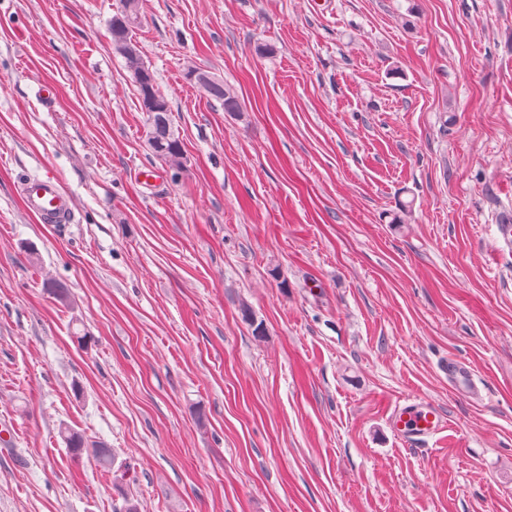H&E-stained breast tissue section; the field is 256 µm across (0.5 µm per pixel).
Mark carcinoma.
Returning <instances> with one entry per match:
<instances>
[{"label": "carcinoma", "instance_id": "obj_1", "mask_svg": "<svg viewBox=\"0 0 512 512\" xmlns=\"http://www.w3.org/2000/svg\"><path fill=\"white\" fill-rule=\"evenodd\" d=\"M122 14L123 10L120 9L110 20L112 43L121 44L117 53L124 59L125 67L136 84L141 111H146V100L149 97L156 98L161 107L159 112H149L150 132L155 140L152 152L157 159L170 167L180 169L183 167L184 153L181 141L171 127L169 103L157 89L154 72L144 61L141 47L133 36L135 26L118 24V18ZM186 77L204 95L221 102L224 105V111L232 113L241 111L238 95L230 86L224 84L223 80L196 67L188 69ZM61 435L67 447L74 453L80 454L89 448L101 468L112 469L114 456L105 445L100 442H90L81 433L67 427L61 430Z\"/></svg>", "mask_w": 512, "mask_h": 512}]
</instances>
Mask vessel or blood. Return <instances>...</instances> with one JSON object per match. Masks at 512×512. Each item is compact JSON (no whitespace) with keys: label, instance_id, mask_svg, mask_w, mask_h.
<instances>
[{"label":"vessel or blood","instance_id":"obj_1","mask_svg":"<svg viewBox=\"0 0 512 512\" xmlns=\"http://www.w3.org/2000/svg\"><path fill=\"white\" fill-rule=\"evenodd\" d=\"M20 192L25 209L45 224H70L75 217L74 204L52 176L30 178L22 182ZM448 378L463 394H473L475 383L466 365L458 359L448 361ZM393 435L409 446H421L444 439L450 423L428 400H404L397 403L389 417Z\"/></svg>","mask_w":512,"mask_h":512}]
</instances>
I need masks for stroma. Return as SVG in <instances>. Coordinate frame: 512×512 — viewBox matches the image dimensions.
<instances>
[{
    "label": "stroma",
    "mask_w": 512,
    "mask_h": 512,
    "mask_svg": "<svg viewBox=\"0 0 512 512\" xmlns=\"http://www.w3.org/2000/svg\"><path fill=\"white\" fill-rule=\"evenodd\" d=\"M118 5L0 0V512H512V0H140L178 172ZM120 2L121 7L116 15L112 16L109 24L112 43L114 45L121 44L117 53L124 59L125 67L131 73L136 84L141 112L149 113L150 132L155 140V146L152 149L154 156L172 168L181 169L184 153L181 141L171 127L168 113L171 112L169 103L157 89L154 72L144 61L141 47L133 36L137 23L127 26L118 25V18L123 14L125 0H120ZM124 16L128 21L138 20V0L125 2ZM149 97L157 99L162 112L146 109V100ZM186 77L207 97L224 105L225 112H241V103L236 92L222 79L200 68H189ZM25 209L45 224H70L75 217L74 204L50 175L30 178L21 183ZM448 379L454 388L466 395H472L475 390V383L469 369L459 359H448ZM393 435L407 446H421L447 437L450 423L428 400L398 402L389 417ZM61 435L64 438L67 447L71 448L74 453L80 454L84 450H87V448H91L92 455L98 465L106 470L112 469L115 461L112 451L109 448H106V446L101 442L89 443L81 433L67 427H64L61 430Z\"/></svg>",
    "instance_id": "35a3bbf8"
}]
</instances>
